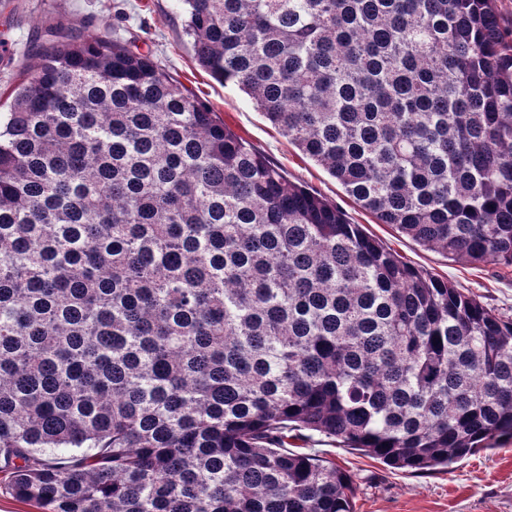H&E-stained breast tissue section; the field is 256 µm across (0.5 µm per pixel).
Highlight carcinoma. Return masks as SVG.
<instances>
[{
    "label": "carcinoma",
    "mask_w": 512,
    "mask_h": 512,
    "mask_svg": "<svg viewBox=\"0 0 512 512\" xmlns=\"http://www.w3.org/2000/svg\"><path fill=\"white\" fill-rule=\"evenodd\" d=\"M380 224L512 267L495 0H182ZM0 112V471L42 512H353L304 430L397 469L512 441V319L288 179L149 55L61 20Z\"/></svg>",
    "instance_id": "carcinoma-1"
}]
</instances>
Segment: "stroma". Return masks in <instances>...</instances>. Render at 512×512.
I'll return each mask as SVG.
<instances>
[{
	"mask_svg": "<svg viewBox=\"0 0 512 512\" xmlns=\"http://www.w3.org/2000/svg\"><path fill=\"white\" fill-rule=\"evenodd\" d=\"M59 16L92 33L108 25L113 37L152 55L290 180L336 204L350 223L361 225L404 261L512 318V267L456 262L377 223L335 178L273 127L246 94L218 82L198 64L183 33L177 0H0V41L23 54L41 27ZM294 445L332 458L350 475L356 488L354 512H512V443L466 456L445 470L421 471L391 468L311 431Z\"/></svg>",
	"mask_w": 512,
	"mask_h": 512,
	"instance_id": "1",
	"label": "stroma"
}]
</instances>
